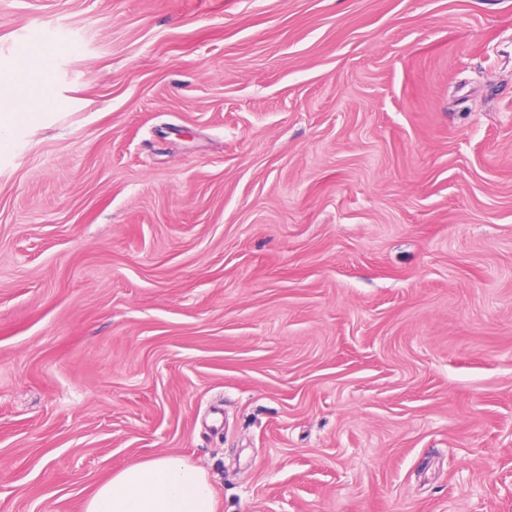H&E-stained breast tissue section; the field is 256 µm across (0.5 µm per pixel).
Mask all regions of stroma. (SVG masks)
Masks as SVG:
<instances>
[{
    "mask_svg": "<svg viewBox=\"0 0 512 512\" xmlns=\"http://www.w3.org/2000/svg\"><path fill=\"white\" fill-rule=\"evenodd\" d=\"M1 112L0 512H512V0H0ZM33 112L0 113V145L8 144L28 120L34 119ZM206 474L178 456L136 462L112 474L87 499L84 512H215Z\"/></svg>",
    "mask_w": 512,
    "mask_h": 512,
    "instance_id": "1",
    "label": "stroma"
}]
</instances>
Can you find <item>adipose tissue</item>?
I'll list each match as a JSON object with an SVG mask.
<instances>
[{"label":"adipose tissue","instance_id":"obj_1","mask_svg":"<svg viewBox=\"0 0 512 512\" xmlns=\"http://www.w3.org/2000/svg\"><path fill=\"white\" fill-rule=\"evenodd\" d=\"M206 474L178 456L136 462L115 472L87 499L84 512H215Z\"/></svg>","mask_w":512,"mask_h":512}]
</instances>
